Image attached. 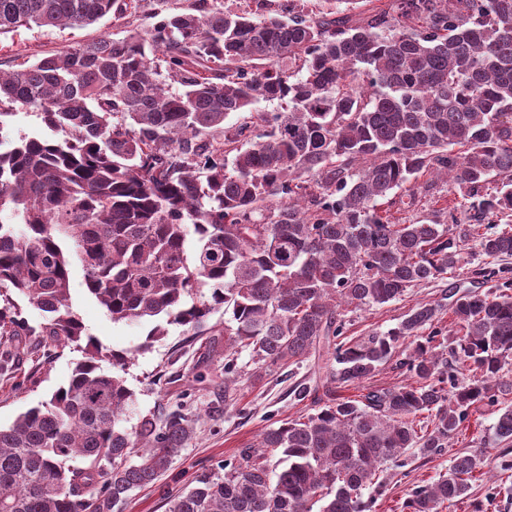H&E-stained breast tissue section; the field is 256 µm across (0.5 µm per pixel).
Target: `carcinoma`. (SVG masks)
<instances>
[{
  "mask_svg": "<svg viewBox=\"0 0 512 512\" xmlns=\"http://www.w3.org/2000/svg\"><path fill=\"white\" fill-rule=\"evenodd\" d=\"M138 2L0 0V32L87 27ZM363 2L228 11L198 0L122 38L0 71V105L62 134L0 150V211L14 219L0 222V336L86 340L68 383L0 426V512H117L197 433L180 408L126 427L131 357L87 335L71 306L75 265L113 321L152 325L148 344L171 326L196 335L224 309L226 403L236 348L250 350L257 378L319 350L331 359L315 413L270 424L221 471L165 497L166 512H374L362 490L383 467L413 448L441 454L479 405L496 408V438L512 441V405L499 401L512 372L511 279L472 270L486 290L418 303L359 343L345 341L342 313L448 278L468 264V240L512 257V222H490L512 214V0ZM261 99L287 109L259 112ZM427 174L461 201L436 198L434 218L419 220L410 213ZM18 297L39 311L40 331ZM447 308L452 339L435 327ZM390 362L411 382L368 384ZM349 386L360 398L338 394ZM485 462L484 448L456 454L402 510L467 498Z\"/></svg>",
  "mask_w": 512,
  "mask_h": 512,
  "instance_id": "carcinoma-1",
  "label": "carcinoma"
}]
</instances>
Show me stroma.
I'll return each mask as SVG.
<instances>
[{
    "mask_svg": "<svg viewBox=\"0 0 512 512\" xmlns=\"http://www.w3.org/2000/svg\"><path fill=\"white\" fill-rule=\"evenodd\" d=\"M195 0H142L137 13L121 18L107 16L99 23L76 29H27L0 33V69L11 70L20 64L69 47L108 35L118 39L128 30L147 26L154 12L186 11ZM449 278L409 289L399 300L370 309L346 311L348 339L357 340L384 333L397 326L417 303L438 300L442 291L454 288ZM73 309L83 322L87 334L104 348L127 352L131 360L124 374L134 393L129 422L156 412L166 405L191 404L200 415L198 437L187 444L170 469L148 488L133 492L123 512H165L163 498L183 489L205 469H217L224 460L233 458L241 448L256 443L270 423L296 419L311 413L310 401H296L290 388L312 377L316 360H308L292 370H274L260 380L241 377L235 395L236 405L224 406V330L223 312H215L207 322L208 334L190 336L181 327H170L167 336L147 342L149 324L112 321L106 310L83 286L80 268L71 271ZM33 336H0V348L11 346L21 352L17 370L0 375V425H10L31 406L48 400L65 385L76 363L82 359L79 346L69 344L55 348L49 362L38 364L29 354L36 344ZM497 416L487 407L472 409L469 427L454 440L444 454L424 458L407 457L405 467L390 470L377 499L375 512H401L403 501L415 483L429 482L446 471L455 453L478 446L487 450L483 476L473 483L470 495L446 512H512V481L500 483L494 450V425Z\"/></svg>",
    "mask_w": 512,
    "mask_h": 512,
    "instance_id": "stroma-1",
    "label": "stroma"
}]
</instances>
